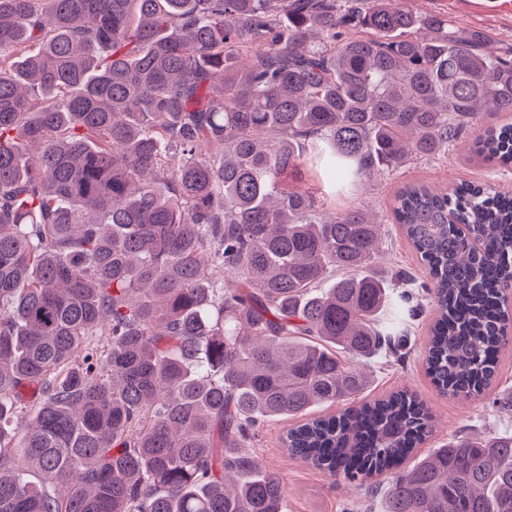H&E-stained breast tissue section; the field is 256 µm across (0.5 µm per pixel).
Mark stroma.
I'll return each instance as SVG.
<instances>
[{
    "label": "stroma",
    "mask_w": 512,
    "mask_h": 512,
    "mask_svg": "<svg viewBox=\"0 0 512 512\" xmlns=\"http://www.w3.org/2000/svg\"><path fill=\"white\" fill-rule=\"evenodd\" d=\"M406 7L418 12H436L448 17L462 31L480 29L487 33L489 49L497 55L512 50V0H401ZM512 114L485 110L481 125L470 129L455 150L440 159L413 160L389 179H361L336 197L340 207L365 206L378 216L390 211L395 190L404 182H420L444 189L470 181L491 182L505 192H512V171H504L483 161L472 151L475 140L486 126L511 120ZM389 248L380 261L378 273L388 276L391 271L404 269L422 274L424 267L404 241L397 225L381 228ZM429 323L417 315L408 321V344L401 357L374 358L368 368L370 391L377 397L404 388L416 392L434 415V431L424 445L432 450L452 437H490L512 430V417L506 413L512 407V346L499 356L496 379L479 398L466 400L440 394L426 373L424 356ZM288 421L267 422L258 443L263 463L278 472L287 491V512H382L380 496L370 486H360L330 478L312 465L291 457L285 450L283 437Z\"/></svg>",
    "instance_id": "1"
}]
</instances>
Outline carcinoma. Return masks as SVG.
Instances as JSON below:
<instances>
[{"mask_svg": "<svg viewBox=\"0 0 512 512\" xmlns=\"http://www.w3.org/2000/svg\"><path fill=\"white\" fill-rule=\"evenodd\" d=\"M486 42L399 0H0V512H286L255 451L270 419L332 477L399 467L433 416L367 399L366 362L402 342L374 324L391 288L433 316L436 387L481 396L512 195L400 188L422 284L377 276L381 222L324 198L512 112ZM476 154L511 167L512 123ZM379 488L384 512H512V434Z\"/></svg>", "mask_w": 512, "mask_h": 512, "instance_id": "obj_1", "label": "carcinoma"}]
</instances>
